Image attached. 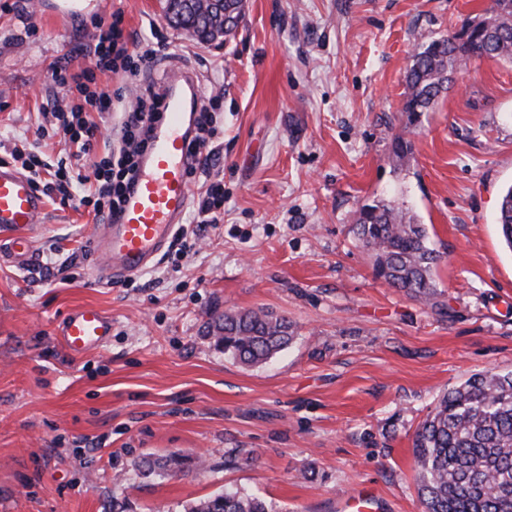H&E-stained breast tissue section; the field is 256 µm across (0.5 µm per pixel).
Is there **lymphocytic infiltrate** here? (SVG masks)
I'll use <instances>...</instances> for the list:
<instances>
[{
  "label": "lymphocytic infiltrate",
  "mask_w": 512,
  "mask_h": 512,
  "mask_svg": "<svg viewBox=\"0 0 512 512\" xmlns=\"http://www.w3.org/2000/svg\"><path fill=\"white\" fill-rule=\"evenodd\" d=\"M152 39L142 51L129 49L130 34L123 25L121 13H113L110 22L99 23L94 34L95 52L92 66L79 74L69 73L66 68H55L52 82L76 100L70 111L54 108L51 124L55 134L69 142L72 150L67 157L56 160L45 157L38 148L12 152L13 160L19 161L24 171L36 175L47 172L55 179L54 188L60 195L61 204L72 199L73 185L95 183L94 191L80 199L81 204L92 206L96 222L103 223L117 213L129 188L138 158L147 147L148 133L152 123L160 115L161 95L155 85L140 90L135 103H128L122 94H111L106 90H91L101 74L138 75L155 61L172 55L169 37L160 29H152ZM221 106L220 96L209 97L201 105L195 121V135L191 142L194 163L192 172L209 170L212 165L213 143L224 137V127L217 121ZM116 114L120 138L117 145L105 149L99 161L93 165L91 174H84L80 160L94 148L100 134L96 115ZM194 227H180L174 235L176 255L193 251L198 244L197 227L218 225L224 216V184L221 179L206 181L193 207Z\"/></svg>",
  "instance_id": "lymphocytic-infiltrate-1"
}]
</instances>
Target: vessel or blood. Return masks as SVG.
<instances>
[{
  "label": "vessel or blood",
  "instance_id": "1",
  "mask_svg": "<svg viewBox=\"0 0 512 512\" xmlns=\"http://www.w3.org/2000/svg\"><path fill=\"white\" fill-rule=\"evenodd\" d=\"M161 114L153 122L148 146L119 212L99 225L91 238L99 279H121L145 270L165 250L190 205L188 171L192 162L194 109L201 90L194 72L176 69L162 85ZM47 209L32 180L11 166L0 165V233L17 264L33 259V231ZM64 349L75 356L102 347L112 321L96 305H82L55 327Z\"/></svg>",
  "mask_w": 512,
  "mask_h": 512
}]
</instances>
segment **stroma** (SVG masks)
Here are the masks:
<instances>
[{"label": "stroma", "mask_w": 512, "mask_h": 512, "mask_svg": "<svg viewBox=\"0 0 512 512\" xmlns=\"http://www.w3.org/2000/svg\"><path fill=\"white\" fill-rule=\"evenodd\" d=\"M490 5L246 0L235 37L207 44L171 28L161 0H0L6 147L66 152L42 133L68 102L51 70L88 67L95 25L116 11L140 37L158 24L176 54L100 86L129 95L187 68L202 97L224 96V220L197 252L96 279L92 213L51 201L33 264L0 257V512H187L237 489L271 512H336L362 485L379 512H422L417 426L470 375L512 370V250L496 224L512 185V64L471 61L406 133V170L391 149L416 46ZM374 199L426 225L441 310L376 277L353 232ZM86 303L112 335L74 357L54 326ZM257 308L287 316L296 337L245 367L206 324ZM171 454L182 471L134 467Z\"/></svg>", "instance_id": "1"}]
</instances>
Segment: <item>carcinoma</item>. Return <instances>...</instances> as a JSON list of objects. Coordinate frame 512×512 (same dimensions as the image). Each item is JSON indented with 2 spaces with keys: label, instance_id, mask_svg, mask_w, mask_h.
Instances as JSON below:
<instances>
[{
  "label": "carcinoma",
  "instance_id": "cac0c4a2",
  "mask_svg": "<svg viewBox=\"0 0 512 512\" xmlns=\"http://www.w3.org/2000/svg\"><path fill=\"white\" fill-rule=\"evenodd\" d=\"M224 36L232 35L244 17V0H224ZM172 26L196 32L206 21L197 6L171 16ZM512 63V0H493L483 14L446 37L423 41L412 54L406 73L405 128L433 110L448 90L452 73L475 58ZM393 160L404 163L409 145L405 133L393 140ZM500 234L512 250V186L501 195ZM358 241L371 255L377 277L406 291L432 309L439 307L433 270L441 260L425 225L401 207L377 199L362 205L355 222ZM208 337L235 362L254 366L290 345L294 324L264 308L226 310L207 323ZM413 456L423 512H512V371L481 372L444 393L416 429ZM177 455L143 460L139 471L181 470ZM190 512H269L266 502L241 491L217 493Z\"/></svg>",
  "mask_w": 512,
  "mask_h": 512
}]
</instances>
